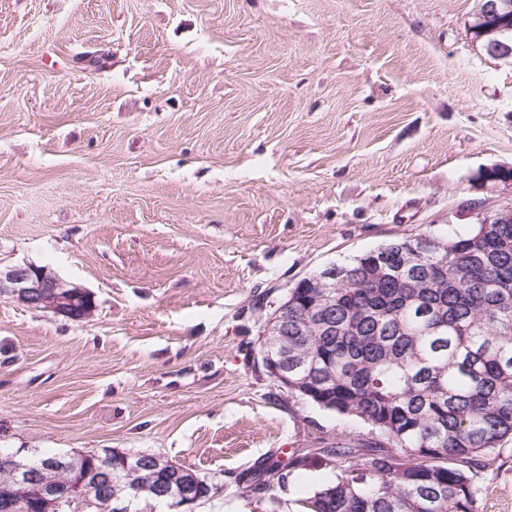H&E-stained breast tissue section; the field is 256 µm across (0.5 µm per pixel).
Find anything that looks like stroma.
<instances>
[{"instance_id": "1", "label": "stroma", "mask_w": 512, "mask_h": 512, "mask_svg": "<svg viewBox=\"0 0 512 512\" xmlns=\"http://www.w3.org/2000/svg\"><path fill=\"white\" fill-rule=\"evenodd\" d=\"M477 0H0V266L94 292L73 323L0 298V448H119L296 512L336 473L281 451L359 418L291 397L260 330L289 288L511 201L512 63ZM478 512H512V438Z\"/></svg>"}]
</instances>
